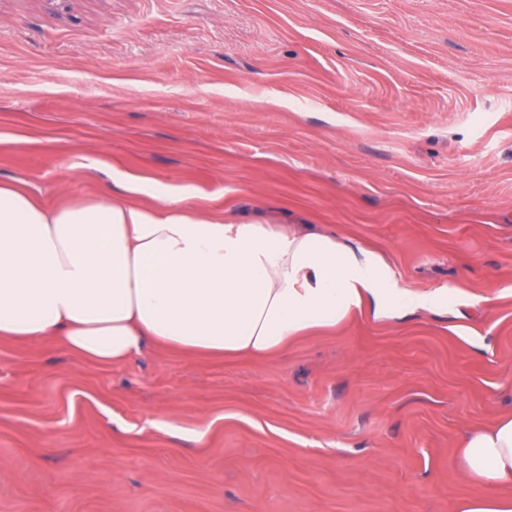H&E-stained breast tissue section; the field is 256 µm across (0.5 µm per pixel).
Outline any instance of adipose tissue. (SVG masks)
<instances>
[{
    "instance_id": "adipose-tissue-1",
    "label": "adipose tissue",
    "mask_w": 512,
    "mask_h": 512,
    "mask_svg": "<svg viewBox=\"0 0 512 512\" xmlns=\"http://www.w3.org/2000/svg\"><path fill=\"white\" fill-rule=\"evenodd\" d=\"M150 206L94 199L49 208L0 184V337L54 340L83 359L125 363L150 345L188 355L270 357L367 312L433 311L444 290L400 284L376 252L327 233L202 212L194 191L126 177ZM491 487L458 512H512V417L461 443Z\"/></svg>"
}]
</instances>
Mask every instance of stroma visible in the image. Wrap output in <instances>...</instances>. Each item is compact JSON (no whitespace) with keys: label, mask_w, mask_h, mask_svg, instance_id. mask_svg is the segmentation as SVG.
<instances>
[{"label":"stroma","mask_w":512,"mask_h":512,"mask_svg":"<svg viewBox=\"0 0 512 512\" xmlns=\"http://www.w3.org/2000/svg\"><path fill=\"white\" fill-rule=\"evenodd\" d=\"M128 174L377 251L448 306L267 359L0 339V512L481 494L460 443L512 415V0H0V183L54 207Z\"/></svg>","instance_id":"1"}]
</instances>
